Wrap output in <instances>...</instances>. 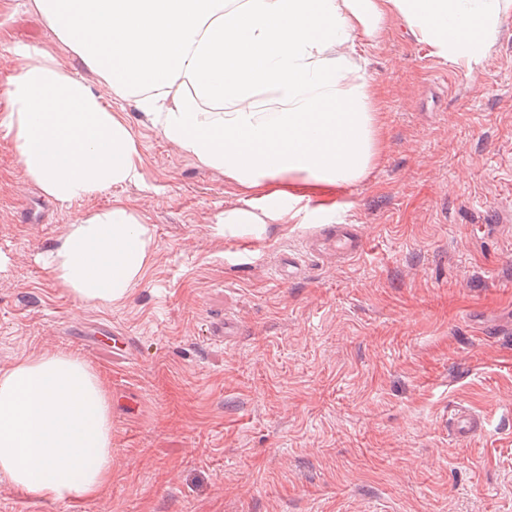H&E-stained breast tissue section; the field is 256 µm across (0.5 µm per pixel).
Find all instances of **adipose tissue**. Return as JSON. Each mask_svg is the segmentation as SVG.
<instances>
[{"instance_id": "obj_1", "label": "adipose tissue", "mask_w": 512, "mask_h": 512, "mask_svg": "<svg viewBox=\"0 0 512 512\" xmlns=\"http://www.w3.org/2000/svg\"><path fill=\"white\" fill-rule=\"evenodd\" d=\"M104 85L50 50L17 53L0 81V133L25 177L66 205L142 178L137 124L220 171L243 203L218 232L289 224L291 201L325 208L384 150L378 89L359 38L401 21L465 68L491 49L512 0H28ZM134 100L138 122L114 111ZM152 229L114 196L68 225L47 257L81 306L125 303L155 263ZM112 480V407L85 361L27 355L0 369V481L35 500L97 497Z\"/></svg>"}]
</instances>
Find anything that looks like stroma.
Segmentation results:
<instances>
[{"instance_id":"stroma-1","label":"stroma","mask_w":512,"mask_h":512,"mask_svg":"<svg viewBox=\"0 0 512 512\" xmlns=\"http://www.w3.org/2000/svg\"><path fill=\"white\" fill-rule=\"evenodd\" d=\"M25 46L100 88L26 0H0V78ZM366 53L385 151L320 215L216 236L236 189L139 127L143 178L118 194L156 258L109 310L45 261L113 195L59 204L0 139V367L69 352L112 397L108 487L41 502L0 482V512H512V12L472 77L399 25ZM334 224L365 251L281 279V256ZM227 317L233 336L214 335ZM112 329L131 351L96 340ZM459 403L486 421L470 443L443 431Z\"/></svg>"}]
</instances>
